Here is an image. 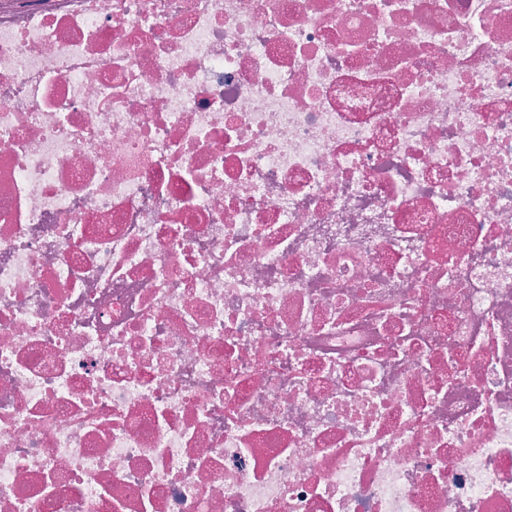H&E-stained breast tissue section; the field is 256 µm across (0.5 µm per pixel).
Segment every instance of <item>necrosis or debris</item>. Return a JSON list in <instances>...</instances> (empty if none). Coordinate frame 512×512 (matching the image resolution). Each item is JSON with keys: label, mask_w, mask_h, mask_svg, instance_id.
<instances>
[{"label": "necrosis or debris", "mask_w": 512, "mask_h": 512, "mask_svg": "<svg viewBox=\"0 0 512 512\" xmlns=\"http://www.w3.org/2000/svg\"><path fill=\"white\" fill-rule=\"evenodd\" d=\"M0 512H512V0H0Z\"/></svg>", "instance_id": "obj_1"}]
</instances>
